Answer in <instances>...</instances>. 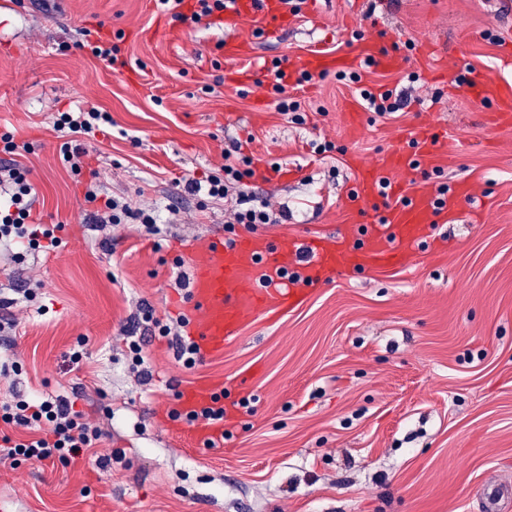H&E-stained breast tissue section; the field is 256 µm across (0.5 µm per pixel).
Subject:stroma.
Here are the masks:
<instances>
[{
  "instance_id": "1",
  "label": "stroma",
  "mask_w": 512,
  "mask_h": 512,
  "mask_svg": "<svg viewBox=\"0 0 512 512\" xmlns=\"http://www.w3.org/2000/svg\"><path fill=\"white\" fill-rule=\"evenodd\" d=\"M0 41V131L22 164L42 223L59 225V248H0V298L38 280L32 300L0 310L15 335L0 352L18 365L0 397L43 393L74 401L105 432L92 461L0 464V512H484L483 487L500 488L512 512V126L488 127L455 77L511 82L512 0H304L262 62L310 50L343 54L360 35L406 60L402 70L335 74L295 90L301 121L278 112L270 79L250 59L225 57L232 31L196 25L179 41L159 32L154 0H15ZM123 32L118 64L81 44L82 28ZM432 43L448 59L433 76L420 57ZM420 80L408 86L405 75ZM410 88L393 117L364 111L359 88ZM97 109L111 126L92 141L97 159L73 171L58 155L52 112ZM359 113L350 132L345 112ZM432 121L448 135L439 168L414 170L430 186L477 174L493 205L479 224L469 204L438 225L403 270L344 273L312 287L288 314L251 320L223 352L181 366L166 337L142 322L190 309L178 278L190 275L178 245L205 248L224 233V203L200 204L186 180H205L231 143L258 164L249 186L287 206L270 237L354 235L366 218L345 197L348 154L375 162L401 134ZM334 148L318 153L317 146ZM298 178L274 177L277 167ZM128 197L177 211L167 234L138 224H98L83 193ZM142 348L139 377L128 344ZM80 353V365L70 361ZM224 390V446L191 445L171 419L182 391Z\"/></svg>"
}]
</instances>
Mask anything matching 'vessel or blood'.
<instances>
[{
  "instance_id": "obj_1",
  "label": "vessel or blood",
  "mask_w": 512,
  "mask_h": 512,
  "mask_svg": "<svg viewBox=\"0 0 512 512\" xmlns=\"http://www.w3.org/2000/svg\"><path fill=\"white\" fill-rule=\"evenodd\" d=\"M250 21L264 36H272L285 20L279 0H229L217 23L227 30ZM404 59L364 42L358 51L328 54L316 49L301 63H286L284 74L297 70L330 73L373 68L397 71ZM486 104L487 125H512V84L478 85L476 95ZM447 135L420 132L404 137L375 164L350 156L354 173L348 194L351 205L368 217L359 239H272L260 234L216 237L206 248L190 256V318L202 353L223 351L254 317L283 315L298 308L304 295L299 279L324 280L346 269H402L408 267L432 225L456 220L459 203L472 204L473 217H481L486 201H475L472 179L458 180L445 199L436 205L427 184H410L405 176L414 165L436 166L447 154ZM213 389L206 384L187 388L182 408L194 410L211 403Z\"/></svg>"
}]
</instances>
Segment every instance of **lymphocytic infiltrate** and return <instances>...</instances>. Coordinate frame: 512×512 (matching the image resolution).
Here are the masks:
<instances>
[{"label":"lymphocytic infiltrate","mask_w":512,"mask_h":512,"mask_svg":"<svg viewBox=\"0 0 512 512\" xmlns=\"http://www.w3.org/2000/svg\"><path fill=\"white\" fill-rule=\"evenodd\" d=\"M52 120L54 129L67 135L60 146L63 162L78 171L90 155L86 137L111 124L112 117L109 113L94 110H66L54 112ZM252 165V157H240L233 150H225L220 167L205 181L187 180L186 188L204 201H229L226 224H243L251 228L258 224L284 223L288 219L287 207L274 206L269 199L248 190L246 180L254 174ZM0 187L7 195L6 203L0 204V246L23 243L45 253L57 248L59 238L33 215L36 191L26 169L0 167ZM84 200L89 204L102 202L100 224L132 220L141 224L149 234L160 230L155 210L133 205L127 200L100 198L92 187L85 189ZM0 422L24 433L23 438L16 440L8 435L0 437V442L6 446L4 457L14 466L22 460L44 462L57 459L68 465L86 459L104 435L98 425L88 421L82 412L75 410L73 402L62 396L16 397L0 402Z\"/></svg>","instance_id":"f902f5d3"}]
</instances>
